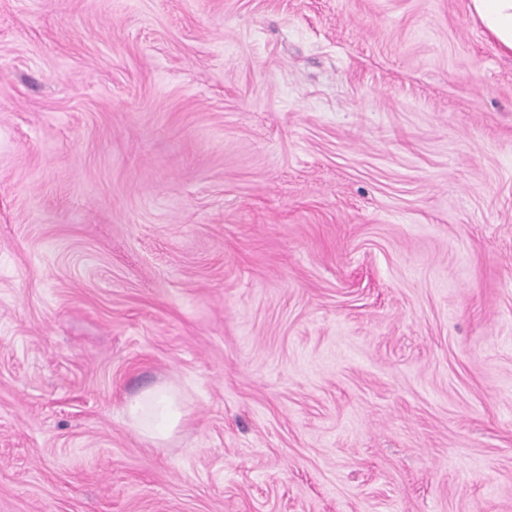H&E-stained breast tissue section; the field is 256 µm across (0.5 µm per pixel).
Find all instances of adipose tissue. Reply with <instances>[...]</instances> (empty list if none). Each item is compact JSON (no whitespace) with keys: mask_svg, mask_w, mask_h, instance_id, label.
I'll list each match as a JSON object with an SVG mask.
<instances>
[{"mask_svg":"<svg viewBox=\"0 0 512 512\" xmlns=\"http://www.w3.org/2000/svg\"><path fill=\"white\" fill-rule=\"evenodd\" d=\"M471 3L489 30L512 51V0H471ZM127 416L139 434L157 441L175 428L183 413L172 394L154 388L129 402Z\"/></svg>","mask_w":512,"mask_h":512,"instance_id":"adipose-tissue-1","label":"adipose tissue"}]
</instances>
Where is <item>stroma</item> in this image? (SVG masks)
Wrapping results in <instances>:
<instances>
[{
  "label": "stroma",
  "instance_id": "stroma-1",
  "mask_svg": "<svg viewBox=\"0 0 512 512\" xmlns=\"http://www.w3.org/2000/svg\"><path fill=\"white\" fill-rule=\"evenodd\" d=\"M0 512H512L470 0H0ZM183 415L174 396L159 388L145 390L127 406L131 426L152 441L165 438Z\"/></svg>",
  "mask_w": 512,
  "mask_h": 512
}]
</instances>
